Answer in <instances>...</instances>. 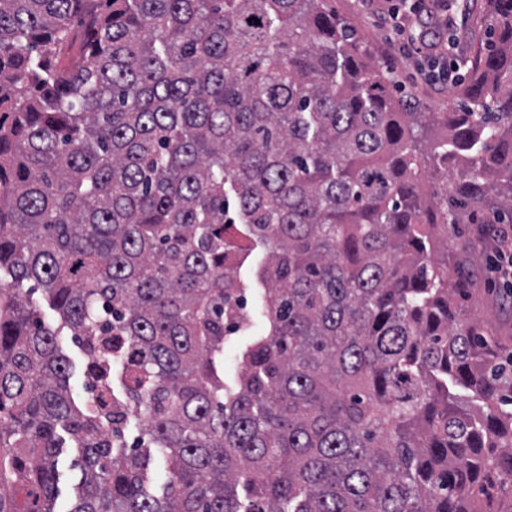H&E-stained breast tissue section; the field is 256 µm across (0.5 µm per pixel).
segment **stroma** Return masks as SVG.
Masks as SVG:
<instances>
[{"label":"stroma","mask_w":512,"mask_h":512,"mask_svg":"<svg viewBox=\"0 0 512 512\" xmlns=\"http://www.w3.org/2000/svg\"><path fill=\"white\" fill-rule=\"evenodd\" d=\"M395 0H326V6L343 18L390 79L395 95L424 112H447L458 105L455 85L435 86L439 68L461 65L483 41L489 23L487 0H473L470 7H452L455 20L447 35L423 49L396 34L391 10ZM472 227L459 224L448 231V271L464 270L473 292L465 301L469 314L491 324L501 336L504 351H512V301L504 289L493 286L487 260L490 247L471 248Z\"/></svg>","instance_id":"obj_1"}]
</instances>
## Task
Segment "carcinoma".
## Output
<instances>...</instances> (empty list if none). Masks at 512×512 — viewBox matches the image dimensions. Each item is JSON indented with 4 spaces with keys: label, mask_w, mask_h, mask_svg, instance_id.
<instances>
[{
    "label": "carcinoma",
    "mask_w": 512,
    "mask_h": 512,
    "mask_svg": "<svg viewBox=\"0 0 512 512\" xmlns=\"http://www.w3.org/2000/svg\"><path fill=\"white\" fill-rule=\"evenodd\" d=\"M487 2L460 104L419 112L325 0H0V512L63 479L66 512H512V366L435 247L512 223ZM241 288L265 330L227 366ZM63 350L72 361L75 369L70 380V386L73 393L77 397H87L84 392L82 368L85 364V356L83 354L81 344L72 336H62Z\"/></svg>",
    "instance_id": "1"
}]
</instances>
